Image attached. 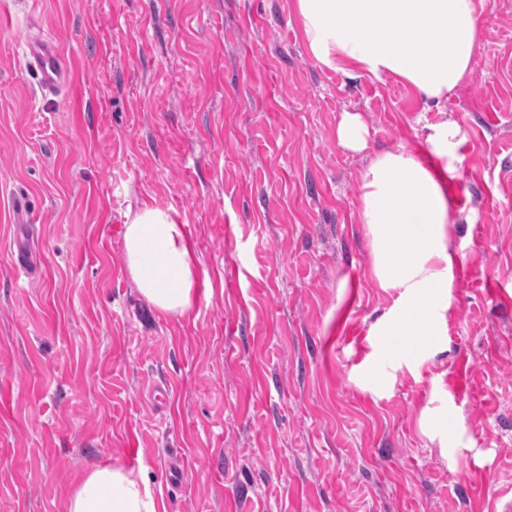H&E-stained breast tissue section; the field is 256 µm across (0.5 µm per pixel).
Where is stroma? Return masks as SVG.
<instances>
[{"label": "stroma", "mask_w": 512, "mask_h": 512, "mask_svg": "<svg viewBox=\"0 0 512 512\" xmlns=\"http://www.w3.org/2000/svg\"><path fill=\"white\" fill-rule=\"evenodd\" d=\"M291 4L0 0V512H66L106 464L143 473L166 512L512 503V0H487L473 69L438 106L321 68ZM28 33L68 60L54 94L26 67ZM346 112L364 152L336 140ZM447 119L464 135L447 327L408 357L385 347L395 299L357 187L375 154ZM145 203L193 245L184 315L125 269ZM20 222L28 277L11 265ZM155 384L172 389L161 413ZM367 128L362 116L355 112H346L336 128L338 144L353 152H363L368 148Z\"/></svg>", "instance_id": "obj_1"}]
</instances>
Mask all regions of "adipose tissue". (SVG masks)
<instances>
[{
	"label": "adipose tissue",
	"instance_id": "ef3b65f1",
	"mask_svg": "<svg viewBox=\"0 0 512 512\" xmlns=\"http://www.w3.org/2000/svg\"><path fill=\"white\" fill-rule=\"evenodd\" d=\"M480 0H292L311 57L348 77H393L426 99L446 100L471 71L483 29ZM462 139L452 121L430 126L425 153L376 155L358 186L372 276L395 291L397 316L386 330L391 349L419 355L444 335L456 257L451 249ZM125 267L156 309L184 314L198 284L193 250L173 209L143 205L123 234ZM67 512H158L148 482L109 465L89 471Z\"/></svg>",
	"mask_w": 512,
	"mask_h": 512
}]
</instances>
